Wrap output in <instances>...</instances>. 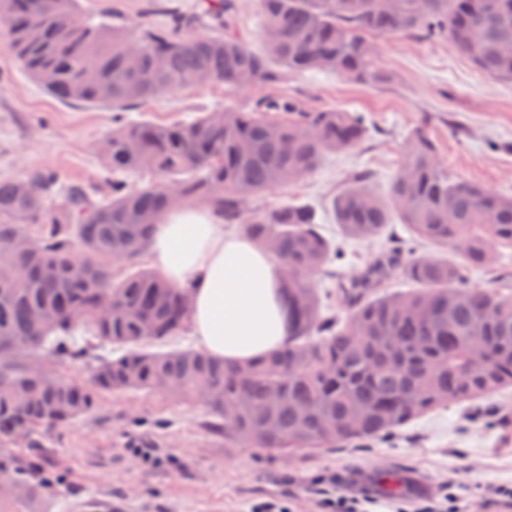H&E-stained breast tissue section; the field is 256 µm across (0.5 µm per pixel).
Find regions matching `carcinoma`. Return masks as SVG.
<instances>
[{"label":"carcinoma","instance_id":"1","mask_svg":"<svg viewBox=\"0 0 512 512\" xmlns=\"http://www.w3.org/2000/svg\"><path fill=\"white\" fill-rule=\"evenodd\" d=\"M79 0H0L6 46L30 78L65 102L125 110L157 96L212 85L275 84L280 75L226 29L234 0H202L201 14L166 10L164 27L131 33L122 16L95 22ZM269 56L290 72L377 78L369 34L448 35L487 75L512 78V0H259ZM99 154L112 173L94 200L80 185L34 168L0 181V510L56 485L11 451L14 435L50 432L89 412L104 392H164L200 404L224 443L299 451L360 447L450 403L487 400L512 386V293L467 285L493 247H512V199L448 176L417 129L383 199L360 172L333 199L344 235L379 236L396 215L441 251L415 256L402 242L414 288H341L344 317L313 278L342 253L316 210L288 204L246 213L249 198L297 182L325 154L357 147L365 118L303 112L282 96L242 112H201L163 124L114 117ZM151 179L133 188L127 174ZM200 202L242 225L281 263L288 286V347L226 365L191 348L161 349L187 327L186 291L139 267L163 213ZM96 340L120 352L88 384L35 370L48 350L81 358Z\"/></svg>","mask_w":512,"mask_h":512}]
</instances>
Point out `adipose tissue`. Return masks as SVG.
Returning <instances> with one entry per match:
<instances>
[{"instance_id": "ef3b65f1", "label": "adipose tissue", "mask_w": 512, "mask_h": 512, "mask_svg": "<svg viewBox=\"0 0 512 512\" xmlns=\"http://www.w3.org/2000/svg\"><path fill=\"white\" fill-rule=\"evenodd\" d=\"M151 261L191 298L189 330L209 356L245 363L288 341L287 289L279 263L221 217L188 205L166 212L149 244Z\"/></svg>"}]
</instances>
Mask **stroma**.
Wrapping results in <instances>:
<instances>
[{
	"label": "stroma",
	"instance_id": "35a3bbf8",
	"mask_svg": "<svg viewBox=\"0 0 512 512\" xmlns=\"http://www.w3.org/2000/svg\"><path fill=\"white\" fill-rule=\"evenodd\" d=\"M156 13H148L149 3ZM199 0H80L83 13L112 9L129 27L161 24L164 6L195 11ZM377 80L324 70L283 72L268 86L239 90L200 86L163 95L132 111L156 123L233 107L251 110L269 94L292 98L305 111L345 110L365 116L368 134L356 148L327 154L307 177L262 193L248 210L287 203L314 207L323 233L346 256L354 278L385 253L390 240L409 238L392 222L374 242L341 234L329 205L348 179L372 175L375 193L389 194L411 134L425 129L450 176L512 198V80L484 75L445 37L376 35ZM111 109L67 103L48 94L0 41V181L32 168L56 171L64 184L94 192L108 172L98 154L112 131ZM470 286L512 291V248L496 247L485 267L465 271ZM39 452L45 471L61 480L43 500L10 504V512H252L255 504L289 512H322L325 494L383 492L385 481L409 483V496L435 494L454 484L460 512H507L491 488L512 486V428L451 403L401 427L367 448H323L288 454L235 448L211 427L198 405L168 394L129 390L100 394L75 423L37 435L15 452Z\"/></svg>",
	"mask_w": 512,
	"mask_h": 512
}]
</instances>
